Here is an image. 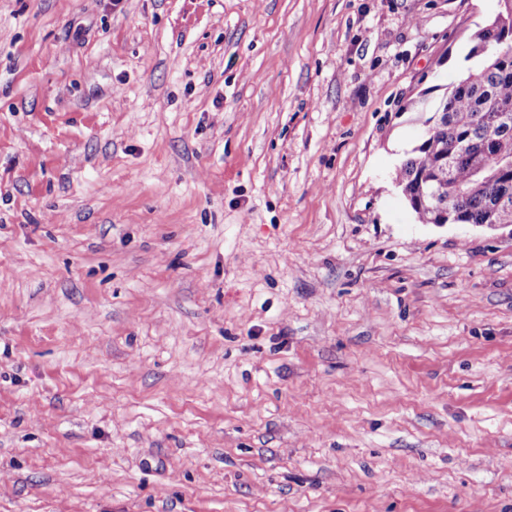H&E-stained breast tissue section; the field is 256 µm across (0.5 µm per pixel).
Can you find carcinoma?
<instances>
[{
  "label": "carcinoma",
  "instance_id": "1",
  "mask_svg": "<svg viewBox=\"0 0 512 512\" xmlns=\"http://www.w3.org/2000/svg\"><path fill=\"white\" fill-rule=\"evenodd\" d=\"M471 41L460 78L424 91L438 95L396 181L422 224L442 223L447 211L458 224L512 226V6L501 4Z\"/></svg>",
  "mask_w": 512,
  "mask_h": 512
}]
</instances>
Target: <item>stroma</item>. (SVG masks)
Returning <instances> with one entry per match:
<instances>
[{"label":"stroma","instance_id":"35a3bbf8","mask_svg":"<svg viewBox=\"0 0 512 512\" xmlns=\"http://www.w3.org/2000/svg\"><path fill=\"white\" fill-rule=\"evenodd\" d=\"M498 0H0V512H512V227L419 223Z\"/></svg>","mask_w":512,"mask_h":512}]
</instances>
